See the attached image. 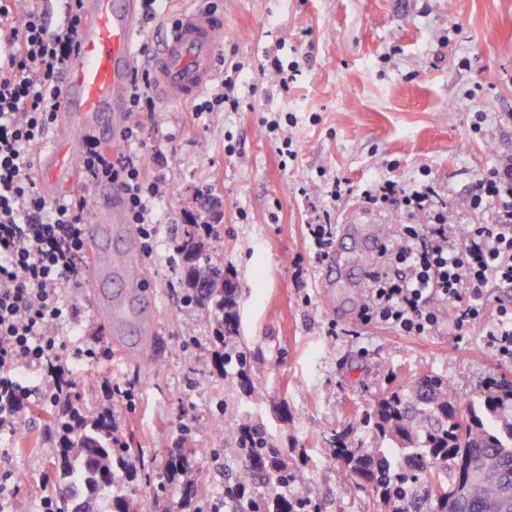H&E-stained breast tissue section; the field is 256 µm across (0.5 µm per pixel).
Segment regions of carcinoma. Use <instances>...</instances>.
Listing matches in <instances>:
<instances>
[{"mask_svg": "<svg viewBox=\"0 0 512 512\" xmlns=\"http://www.w3.org/2000/svg\"><path fill=\"white\" fill-rule=\"evenodd\" d=\"M197 226L193 220L182 229L183 284L215 322L210 344L220 349L224 339L235 338V328L224 329L225 309L234 302L217 285L205 293L197 288L200 274L224 276L223 253L199 237ZM78 422L61 446L57 463L64 478L72 485L83 484L85 493L79 497L69 492L66 506L71 512H145L143 502L132 494L115 496L105 506L99 503V492L130 477L129 461L143 449L114 441L108 421ZM360 423L392 447L354 448L348 435L338 433L328 452L356 483L371 489L380 512H448L450 502L455 512H512V384L492 378L477 399L464 406L447 379L427 374L381 393ZM253 429L254 441L238 442L250 474L282 486L301 481L304 472L289 466L260 426ZM167 467L186 474L187 496L206 490L202 468L186 467L183 458L169 460ZM249 505V512H317L311 499L278 492H257Z\"/></svg>", "mask_w": 512, "mask_h": 512, "instance_id": "obj_1", "label": "carcinoma"}]
</instances>
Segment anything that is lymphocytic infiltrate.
<instances>
[{
    "label": "lymphocytic infiltrate",
    "mask_w": 512,
    "mask_h": 512,
    "mask_svg": "<svg viewBox=\"0 0 512 512\" xmlns=\"http://www.w3.org/2000/svg\"><path fill=\"white\" fill-rule=\"evenodd\" d=\"M85 23L74 7L66 30H49L43 0H0V435L15 436L25 412L41 407L60 419L71 395L74 367L97 358L92 348L70 346L65 325L77 307L66 298L86 267L85 192L59 200L41 194L34 149L55 121L64 66ZM142 126L128 122L126 151L105 149L86 138L80 161L87 187L110 180L123 193L145 256H152L156 226L151 204L164 194L147 177L136 150ZM361 196L377 210L410 216L391 246V262L373 273L370 297L360 309L364 324H382L408 335L435 331L445 305L458 309L456 328L483 317L485 294L512 292V157L480 174L470 209L491 207L487 224L468 225L461 238L448 234V204L433 186H405L379 179ZM424 216L421 224L413 216Z\"/></svg>",
    "instance_id": "obj_1"
}]
</instances>
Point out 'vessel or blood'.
<instances>
[{
	"instance_id": "b4317fda",
	"label": "vessel or blood",
	"mask_w": 512,
	"mask_h": 512,
	"mask_svg": "<svg viewBox=\"0 0 512 512\" xmlns=\"http://www.w3.org/2000/svg\"><path fill=\"white\" fill-rule=\"evenodd\" d=\"M85 24L78 49L67 61L51 145L39 160L47 195L79 182L75 161L89 132L118 142L129 114L130 77L146 68L150 88L161 104L194 99L210 83L218 51L220 16L207 10L183 13L163 26L153 51H145L139 0H82ZM127 222L121 192L98 187L90 222L85 228L90 247L87 268L92 310L117 330L136 326L140 335H154L158 316L153 293L138 275L142 254Z\"/></svg>"
}]
</instances>
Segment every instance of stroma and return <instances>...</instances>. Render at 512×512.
<instances>
[{"instance_id": "1", "label": "stroma", "mask_w": 512, "mask_h": 512, "mask_svg": "<svg viewBox=\"0 0 512 512\" xmlns=\"http://www.w3.org/2000/svg\"><path fill=\"white\" fill-rule=\"evenodd\" d=\"M198 8L224 16L209 89L218 91L240 65V107L198 118L188 103L138 113L144 164L168 189L154 204L158 234L142 270L160 325L150 365L120 358L83 288L68 290L80 311L72 345L104 352L74 369L75 392L91 417L102 377L134 387L135 408L122 412L121 432L131 446L157 452L159 464L151 484L135 477L124 488L142 494L148 512H176L183 500L185 476L164 464L184 450L209 470L205 494L192 500L204 512L244 479L246 460L210 429L221 415L262 424L305 474L293 492L318 512H377L370 491L329 455L327 436L344 432L355 446H379L359 415L383 390L430 372L467 400L488 378H512V365L488 347L483 323L456 330L453 307L429 336L361 324L353 268L351 284L336 291V310H328L318 266L298 280L294 263L308 256L306 224L325 211L343 224L361 205L359 191L378 178L431 184L448 202L454 235L491 221L490 209H470L466 198L478 175L512 155V0H158L145 32ZM275 50L298 67L286 91L263 68ZM288 114L294 122L284 133L297 158L284 167L265 125ZM336 176L353 191L333 201L325 185ZM208 198L221 204L213 243L237 286L236 346L251 362L243 378L214 371L213 322L184 302L183 264L171 259L183 224L205 221ZM60 439L39 411L25 416L18 436L0 438V469L28 476L14 512H33L44 495L41 475L54 470Z\"/></svg>"}]
</instances>
